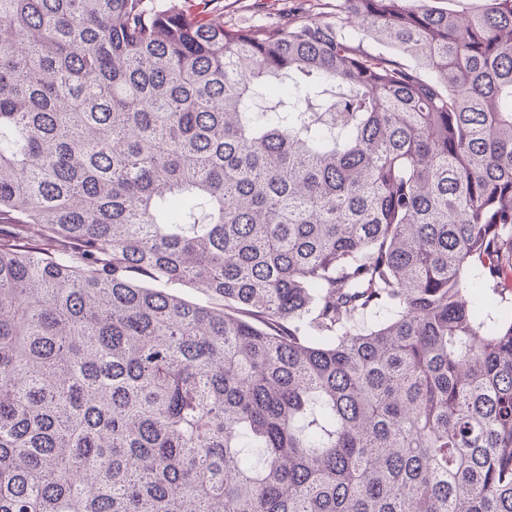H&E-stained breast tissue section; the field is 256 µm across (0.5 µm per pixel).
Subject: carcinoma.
I'll return each instance as SVG.
<instances>
[{"instance_id": "carcinoma-1", "label": "carcinoma", "mask_w": 512, "mask_h": 512, "mask_svg": "<svg viewBox=\"0 0 512 512\" xmlns=\"http://www.w3.org/2000/svg\"><path fill=\"white\" fill-rule=\"evenodd\" d=\"M429 2L0 0V512H512V0ZM304 0H222L224 27L247 28L285 22L301 8L308 7Z\"/></svg>"}]
</instances>
